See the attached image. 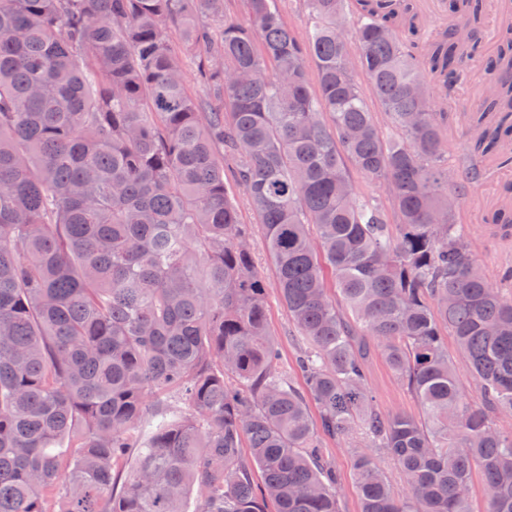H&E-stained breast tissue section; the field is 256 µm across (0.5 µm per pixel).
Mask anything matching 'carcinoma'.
<instances>
[{
  "label": "carcinoma",
  "mask_w": 512,
  "mask_h": 512,
  "mask_svg": "<svg viewBox=\"0 0 512 512\" xmlns=\"http://www.w3.org/2000/svg\"><path fill=\"white\" fill-rule=\"evenodd\" d=\"M242 2L238 19L224 0H0V512H185L193 492L196 512H341L324 437L355 450L360 512H472L475 468L486 512H512V297L448 210L462 185L434 99L483 0H450L456 27L410 46L412 0H303L304 37L285 0ZM499 35L475 161L512 145ZM228 161L307 343L301 389ZM485 223L511 238L512 206ZM372 345L421 417L376 409ZM444 334L448 341V356L453 360L455 371L465 386V396L468 401L478 402L480 399L479 389L472 381L467 363L457 355L454 336H451L448 332H444Z\"/></svg>",
  "instance_id": "obj_1"
}]
</instances>
